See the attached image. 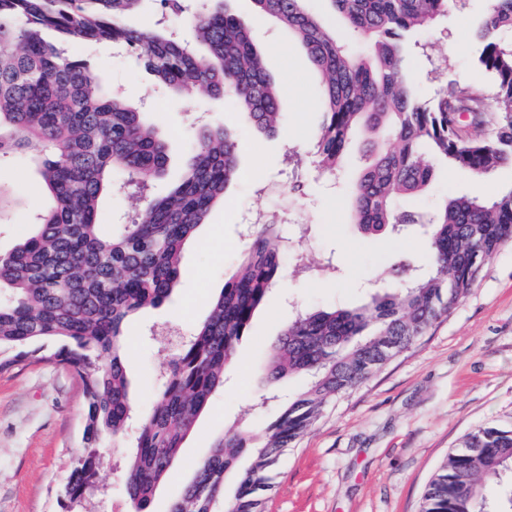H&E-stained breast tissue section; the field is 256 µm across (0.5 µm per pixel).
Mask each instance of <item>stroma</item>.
I'll use <instances>...</instances> for the list:
<instances>
[{"label":"stroma","mask_w":512,"mask_h":512,"mask_svg":"<svg viewBox=\"0 0 512 512\" xmlns=\"http://www.w3.org/2000/svg\"><path fill=\"white\" fill-rule=\"evenodd\" d=\"M487 6L488 0H458L447 20L422 30V48L411 61L422 98L447 81L488 83L473 63L472 38ZM226 7L248 24L271 77L287 84L276 135L254 133L233 101L205 94L187 99L150 86L126 48L80 42L69 47L72 55L95 63L114 93L141 105L146 120L166 137L168 171L154 182V194L166 193L178 178L199 124L226 126L242 142L238 176L184 246L179 288L169 302L142 310L127 324V372L137 414L150 411L160 373L172 354L155 340L156 330L175 325L187 335L207 316L212 298L255 231L248 222L253 213L285 217L282 230L289 237L295 236L297 223L309 225L310 237L298 242L308 263L329 260L336 267L314 278L285 260L266 307L236 347L223 389L213 395L171 475L158 488L152 512H166L169 500L190 480L217 437L244 423L259 430L278 418V404L256 406L258 376L296 309L363 305L393 265H425L421 233L402 239L358 234L345 185L356 175L359 157H351L333 179L319 177L309 166L303 175L292 173L289 154L305 155L323 121L322 78L288 30L259 13L252 0H227ZM0 185L15 200L0 217V251L5 252L27 231L34 214L53 206L54 200L29 159L0 161ZM511 185L508 169L476 177L442 166L430 192L409 199L408 205L430 210L460 192L490 198ZM83 413L81 382L67 366L33 357L0 371V512H59L61 486L84 452ZM511 419L509 243L482 266L466 297L447 317L365 383L326 404L317 421L280 457L265 510L420 512L426 486L464 435ZM131 452V437L101 442L98 453L109 494L105 507L90 512H131L125 494Z\"/></svg>","instance_id":"1"}]
</instances>
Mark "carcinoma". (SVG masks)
I'll return each instance as SVG.
<instances>
[{"label": "carcinoma", "instance_id": "obj_1", "mask_svg": "<svg viewBox=\"0 0 512 512\" xmlns=\"http://www.w3.org/2000/svg\"><path fill=\"white\" fill-rule=\"evenodd\" d=\"M154 26L126 25L145 2ZM295 37L322 76L323 123L312 150L333 173L351 139L365 136L364 162L349 195L360 233L400 235L424 226L428 269H392L393 283L358 308L303 309L272 345L261 375L272 388L291 375L306 387L278 420L259 431L227 433L201 459L167 512H264L271 472L284 450L322 407L366 381L407 350L468 294L480 263L512 242V185L481 200L468 194L420 212L399 206L425 193L446 162L474 176L512 168V0H489L475 26V66L490 79L449 82L421 99L409 82L417 34L448 16L456 0H327L345 27L363 39L356 54L307 6L308 0H253ZM185 18L194 42L171 19ZM72 41L123 45L157 85L233 100L267 136L281 125L283 86L266 72L248 25L224 0L188 14L185 0H0V158L38 160L56 206L38 213L34 230L0 252V348L17 349L0 371L29 356L28 344L66 341L56 353L82 383L84 455L69 471L59 506L75 512L99 489L97 445L124 435L134 414L125 367L124 326L156 308L177 288L182 250L238 170L239 139L204 125L181 180L150 196L138 218L105 230L98 221L106 193L144 189L165 175L167 141L142 113L104 91L88 58L70 55ZM281 221L258 225L207 318L177 343L143 418L125 469L133 512H151L180 448L224 375L236 345L281 277ZM248 453L234 498L224 474ZM512 472V422L475 428L428 484L420 512H488L485 484Z\"/></svg>", "mask_w": 512, "mask_h": 512}]
</instances>
